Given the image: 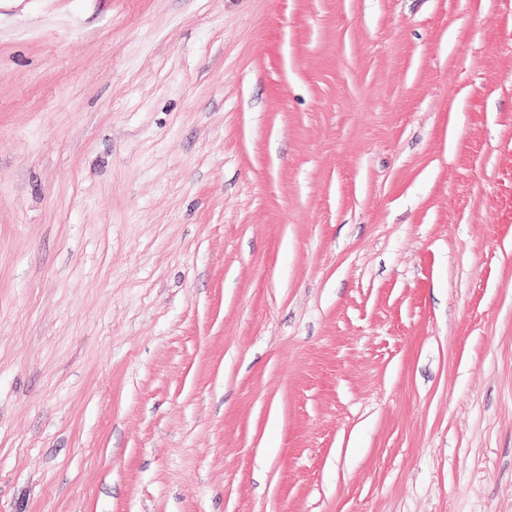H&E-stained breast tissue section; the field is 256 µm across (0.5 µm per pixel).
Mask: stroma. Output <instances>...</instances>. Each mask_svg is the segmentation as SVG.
Returning a JSON list of instances; mask_svg holds the SVG:
<instances>
[{
    "label": "stroma",
    "instance_id": "obj_1",
    "mask_svg": "<svg viewBox=\"0 0 512 512\" xmlns=\"http://www.w3.org/2000/svg\"><path fill=\"white\" fill-rule=\"evenodd\" d=\"M0 512H512V0H0Z\"/></svg>",
    "mask_w": 512,
    "mask_h": 512
}]
</instances>
